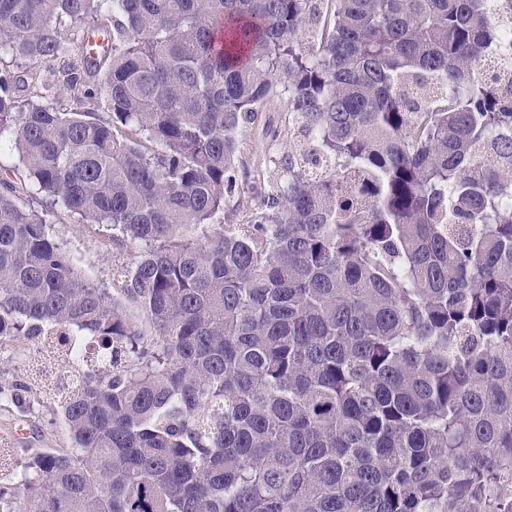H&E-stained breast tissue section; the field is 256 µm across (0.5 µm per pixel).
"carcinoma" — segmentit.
Segmentation results:
<instances>
[{"mask_svg": "<svg viewBox=\"0 0 512 512\" xmlns=\"http://www.w3.org/2000/svg\"><path fill=\"white\" fill-rule=\"evenodd\" d=\"M328 2L0 0V339L78 376L0 512H512V0ZM272 96L296 149L226 224ZM56 207L140 255L83 278Z\"/></svg>", "mask_w": 512, "mask_h": 512, "instance_id": "1", "label": "carcinoma"}]
</instances>
